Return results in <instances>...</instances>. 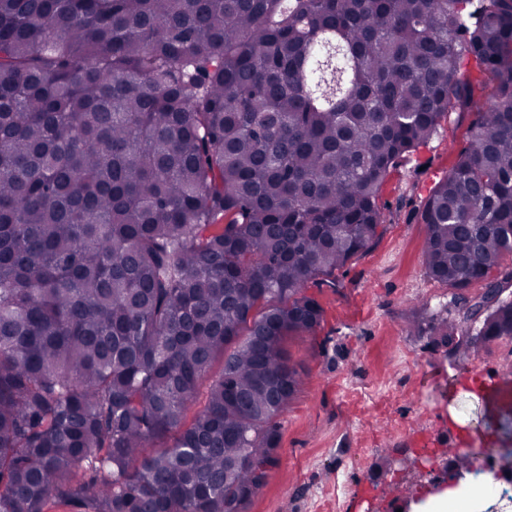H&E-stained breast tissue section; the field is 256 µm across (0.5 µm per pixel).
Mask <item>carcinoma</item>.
<instances>
[{
  "label": "carcinoma",
  "mask_w": 512,
  "mask_h": 512,
  "mask_svg": "<svg viewBox=\"0 0 512 512\" xmlns=\"http://www.w3.org/2000/svg\"><path fill=\"white\" fill-rule=\"evenodd\" d=\"M453 114L421 219L463 290L512 255V0H0V512H245L305 288Z\"/></svg>",
  "instance_id": "obj_1"
}]
</instances>
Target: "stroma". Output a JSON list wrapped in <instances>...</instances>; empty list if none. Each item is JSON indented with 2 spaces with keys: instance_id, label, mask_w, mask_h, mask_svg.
I'll list each match as a JSON object with an SVG mask.
<instances>
[{
  "instance_id": "obj_1",
  "label": "stroma",
  "mask_w": 512,
  "mask_h": 512,
  "mask_svg": "<svg viewBox=\"0 0 512 512\" xmlns=\"http://www.w3.org/2000/svg\"><path fill=\"white\" fill-rule=\"evenodd\" d=\"M467 124L443 122L428 145L388 177L383 233L340 271V287L309 284L323 310L315 336L288 348L305 380L281 417L277 464L245 512H384L397 495L425 498V469L449 446L499 451L512 439V385L487 398L484 385L512 368V338L476 347L432 342L441 310L457 294L423 263L421 206L466 144Z\"/></svg>"
}]
</instances>
